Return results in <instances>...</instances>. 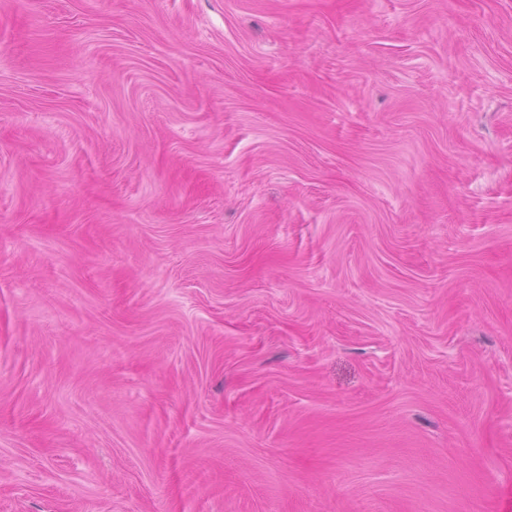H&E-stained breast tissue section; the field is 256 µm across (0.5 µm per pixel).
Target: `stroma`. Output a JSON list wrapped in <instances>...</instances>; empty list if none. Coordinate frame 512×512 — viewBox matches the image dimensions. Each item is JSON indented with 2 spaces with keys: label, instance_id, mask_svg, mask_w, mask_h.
<instances>
[{
  "label": "stroma",
  "instance_id": "stroma-1",
  "mask_svg": "<svg viewBox=\"0 0 512 512\" xmlns=\"http://www.w3.org/2000/svg\"><path fill=\"white\" fill-rule=\"evenodd\" d=\"M0 512H512V0H0Z\"/></svg>",
  "mask_w": 512,
  "mask_h": 512
}]
</instances>
